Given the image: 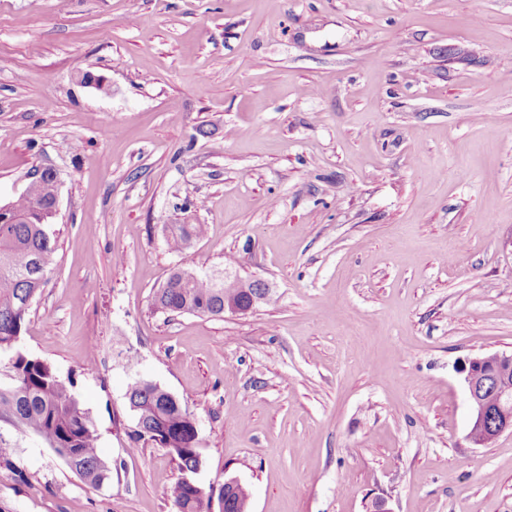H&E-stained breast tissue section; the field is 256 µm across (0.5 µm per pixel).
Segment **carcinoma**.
Returning a JSON list of instances; mask_svg holds the SVG:
<instances>
[{
  "label": "carcinoma",
  "instance_id": "obj_1",
  "mask_svg": "<svg viewBox=\"0 0 512 512\" xmlns=\"http://www.w3.org/2000/svg\"><path fill=\"white\" fill-rule=\"evenodd\" d=\"M52 170L45 169L31 197L15 200L9 219L0 220V447L7 437L32 436L59 455L86 484L100 488L111 478V468L98 448V429L89 410L72 393V378L61 377L46 360L20 346L33 302L46 284L45 276L57 250L52 230L55 217L46 214L57 194ZM206 232L202 224H173L167 244L182 252ZM243 296L237 277L174 271L165 287L156 291L153 306L170 314L224 317V299ZM137 418L130 438L137 443L159 439L173 449L179 471L196 463L198 428L188 409L152 386L136 388L128 399ZM173 512H211L213 493L178 479L169 489Z\"/></svg>",
  "mask_w": 512,
  "mask_h": 512
}]
</instances>
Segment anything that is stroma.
Returning a JSON list of instances; mask_svg holds the SVG:
<instances>
[{"instance_id":"35a3bbf8","label":"stroma","mask_w":512,"mask_h":512,"mask_svg":"<svg viewBox=\"0 0 512 512\" xmlns=\"http://www.w3.org/2000/svg\"><path fill=\"white\" fill-rule=\"evenodd\" d=\"M509 63L512 0H0V202L60 180L21 345L112 465L96 489L20 439L0 512H172L175 463L129 439L139 380L249 512H512V434L468 441L460 371L512 353ZM169 224L207 234L174 252ZM179 267L270 299L158 312Z\"/></svg>"}]
</instances>
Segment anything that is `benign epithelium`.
<instances>
[{"mask_svg":"<svg viewBox=\"0 0 512 512\" xmlns=\"http://www.w3.org/2000/svg\"><path fill=\"white\" fill-rule=\"evenodd\" d=\"M253 292L249 299L239 303H224V312L232 315H245L263 302L269 294L268 284L260 279H253ZM464 382L472 408V419L467 434L469 442L476 446L484 445L487 431L493 430L497 435L512 433V354L494 353L471 358L462 367ZM492 376L497 402L489 408L485 399L488 386L486 376Z\"/></svg>","mask_w":512,"mask_h":512,"instance_id":"benign-epithelium-1","label":"benign epithelium"}]
</instances>
